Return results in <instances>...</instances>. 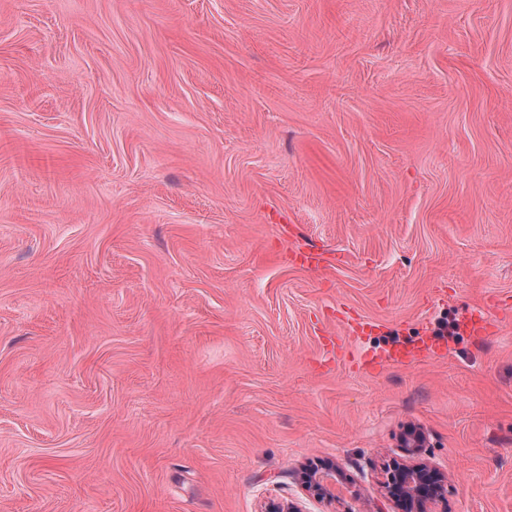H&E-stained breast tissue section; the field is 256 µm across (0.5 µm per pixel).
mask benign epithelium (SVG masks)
Wrapping results in <instances>:
<instances>
[{"mask_svg":"<svg viewBox=\"0 0 512 512\" xmlns=\"http://www.w3.org/2000/svg\"><path fill=\"white\" fill-rule=\"evenodd\" d=\"M400 447L402 455L388 464L382 495L387 500L404 503L410 512H431L429 506L446 493L448 476L420 459L425 447L421 428L407 430L401 437ZM341 478L342 472L335 465L325 468L322 473L311 470L301 475L305 486L321 494L329 492V486Z\"/></svg>","mask_w":512,"mask_h":512,"instance_id":"benign-epithelium-1","label":"benign epithelium"}]
</instances>
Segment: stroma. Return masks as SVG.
Instances as JSON below:
<instances>
[{
  "label": "stroma",
  "mask_w": 512,
  "mask_h": 512,
  "mask_svg": "<svg viewBox=\"0 0 512 512\" xmlns=\"http://www.w3.org/2000/svg\"><path fill=\"white\" fill-rule=\"evenodd\" d=\"M409 424L512 512V0H0V512H342ZM441 350V345L433 336H421L413 345L394 348L381 358L396 364H412L438 356ZM301 479L305 486L321 493L325 494L330 491L329 485L335 484L336 480L342 479V472L335 465L325 468L322 473L314 470L305 471L301 475Z\"/></svg>",
  "instance_id": "stroma-1"
}]
</instances>
